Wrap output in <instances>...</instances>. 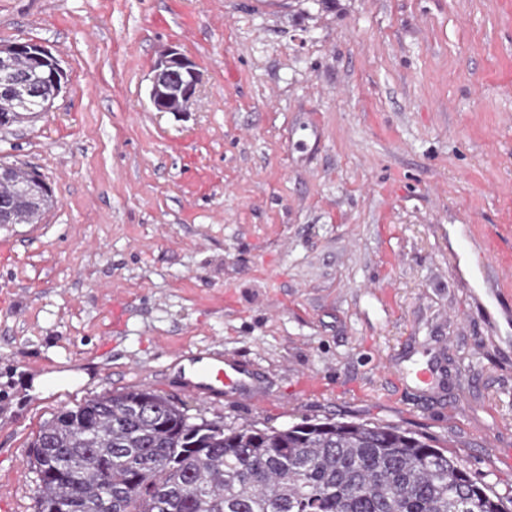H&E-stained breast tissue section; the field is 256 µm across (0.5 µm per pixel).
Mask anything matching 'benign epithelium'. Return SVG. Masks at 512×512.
I'll return each mask as SVG.
<instances>
[{"mask_svg": "<svg viewBox=\"0 0 512 512\" xmlns=\"http://www.w3.org/2000/svg\"><path fill=\"white\" fill-rule=\"evenodd\" d=\"M26 59L48 74L51 97H57L65 82L63 68L42 44L34 41L0 45V74H14L16 62ZM200 74L194 61L176 48L168 49L156 62L149 97L158 112H187L197 95Z\"/></svg>", "mask_w": 512, "mask_h": 512, "instance_id": "7a95c632", "label": "benign epithelium"}]
</instances>
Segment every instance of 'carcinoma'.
Here are the masks:
<instances>
[{"instance_id":"obj_1","label":"carcinoma","mask_w":512,"mask_h":512,"mask_svg":"<svg viewBox=\"0 0 512 512\" xmlns=\"http://www.w3.org/2000/svg\"><path fill=\"white\" fill-rule=\"evenodd\" d=\"M31 109L15 110L0 79V114L18 123L42 111L49 88L24 63ZM35 170L0 160V202L13 222L37 224L54 205ZM29 454L37 512H512L454 455L399 426L303 421L282 429L191 417L167 397L131 389L64 408L41 425Z\"/></svg>"}]
</instances>
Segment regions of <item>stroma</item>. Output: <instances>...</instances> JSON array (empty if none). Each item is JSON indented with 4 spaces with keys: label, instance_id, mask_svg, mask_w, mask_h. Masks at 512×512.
<instances>
[{
    "label": "stroma",
    "instance_id": "1",
    "mask_svg": "<svg viewBox=\"0 0 512 512\" xmlns=\"http://www.w3.org/2000/svg\"><path fill=\"white\" fill-rule=\"evenodd\" d=\"M16 40L66 85L0 129L55 199L0 224V512H36L45 420L129 388L398 425L512 495V0H0ZM172 46L182 115L148 98ZM181 350L252 363L263 401L202 404ZM200 74L194 61L176 48L156 62L149 97L157 112H189L197 95ZM395 370L399 375L412 379L416 385L426 389L439 385L443 376L441 367L433 359H429L424 365L414 364L402 368L398 364Z\"/></svg>",
    "mask_w": 512,
    "mask_h": 512
}]
</instances>
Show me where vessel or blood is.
I'll return each mask as SVG.
<instances>
[{
  "instance_id": "b4317fda",
  "label": "vessel or blood",
  "mask_w": 512,
  "mask_h": 512,
  "mask_svg": "<svg viewBox=\"0 0 512 512\" xmlns=\"http://www.w3.org/2000/svg\"><path fill=\"white\" fill-rule=\"evenodd\" d=\"M188 372L192 377L187 384L188 389L209 405L219 403L225 396L253 400L259 393L256 371L229 356L220 358L208 353L191 355ZM399 373L426 389L439 385L443 376L439 364L431 360L422 365L400 368Z\"/></svg>"
}]
</instances>
